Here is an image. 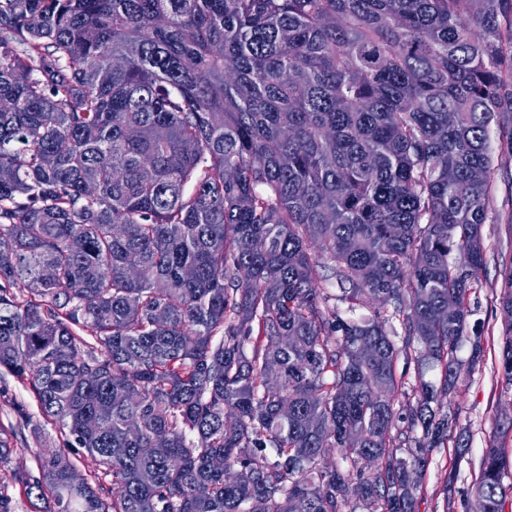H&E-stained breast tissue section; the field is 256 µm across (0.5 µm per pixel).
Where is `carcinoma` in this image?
Listing matches in <instances>:
<instances>
[{
  "label": "carcinoma",
  "instance_id": "carcinoma-1",
  "mask_svg": "<svg viewBox=\"0 0 512 512\" xmlns=\"http://www.w3.org/2000/svg\"><path fill=\"white\" fill-rule=\"evenodd\" d=\"M1 102L0 370L63 440L27 495L419 512L430 452L469 448L440 397L482 353L459 357L512 163V0H0ZM503 288L512 385V265ZM511 171V172H510ZM512 165H508V177L503 171H497L495 174L494 191L490 198L489 209L492 213H500L503 218L512 211Z\"/></svg>",
  "mask_w": 512,
  "mask_h": 512
}]
</instances>
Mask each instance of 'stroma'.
<instances>
[{
  "label": "stroma",
  "mask_w": 512,
  "mask_h": 512,
  "mask_svg": "<svg viewBox=\"0 0 512 512\" xmlns=\"http://www.w3.org/2000/svg\"><path fill=\"white\" fill-rule=\"evenodd\" d=\"M486 249L485 283L470 298L469 326L477 333L482 359L463 374L453 399L459 409L458 425L467 431L470 448L456 456L452 447L436 448L421 490L420 512H468L465 497L479 473L481 459L502 418L512 415V387L500 369V332L503 317L499 305L502 271L512 264V226L483 227ZM0 435L7 437L11 463L0 468V491L13 500L14 512H48L50 501L30 498L14 469L36 471L41 457L62 445L59 432L43 418L29 385L10 374H0Z\"/></svg>",
  "instance_id": "stroma-1"
}]
</instances>
